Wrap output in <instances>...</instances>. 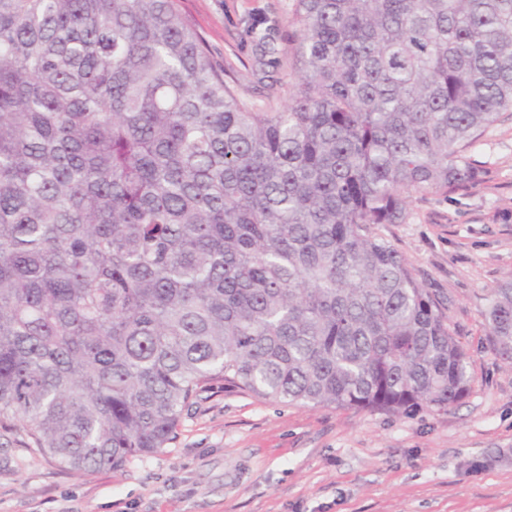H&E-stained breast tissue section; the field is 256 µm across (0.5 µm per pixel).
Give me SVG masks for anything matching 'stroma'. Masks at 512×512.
Returning <instances> with one entry per match:
<instances>
[{
	"label": "stroma",
	"instance_id": "obj_1",
	"mask_svg": "<svg viewBox=\"0 0 512 512\" xmlns=\"http://www.w3.org/2000/svg\"><path fill=\"white\" fill-rule=\"evenodd\" d=\"M238 97L278 106L294 91L285 18L294 0H179ZM275 51L263 69L253 20ZM479 182L412 200L378 232L443 302L470 390L441 412L285 405L213 384L182 412L176 441L120 470L75 473L0 430V512H512V368L484 318L512 276V111L472 153Z\"/></svg>",
	"mask_w": 512,
	"mask_h": 512
}]
</instances>
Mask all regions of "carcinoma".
Listing matches in <instances>:
<instances>
[{"label": "carcinoma", "instance_id": "1", "mask_svg": "<svg viewBox=\"0 0 512 512\" xmlns=\"http://www.w3.org/2000/svg\"><path fill=\"white\" fill-rule=\"evenodd\" d=\"M295 91L249 106L177 0H0V427L75 471L168 447L224 381L396 417L468 394L376 229L478 180L512 0H295ZM512 367V276L489 299Z\"/></svg>", "mask_w": 512, "mask_h": 512}]
</instances>
